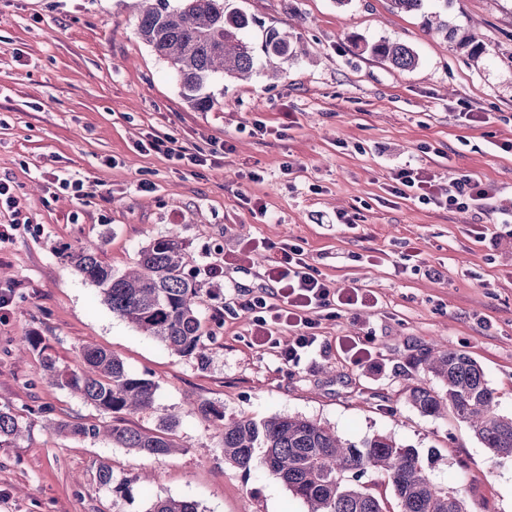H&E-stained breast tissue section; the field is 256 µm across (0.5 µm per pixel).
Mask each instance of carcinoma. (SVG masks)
<instances>
[{
    "label": "carcinoma",
    "instance_id": "cac0c4a2",
    "mask_svg": "<svg viewBox=\"0 0 512 512\" xmlns=\"http://www.w3.org/2000/svg\"><path fill=\"white\" fill-rule=\"evenodd\" d=\"M136 0L137 33L173 73L184 100L206 111L215 100L206 89L226 77L253 73L256 51L275 64L279 77L286 76L291 59L288 34L270 30L260 46L250 38L253 19L228 9L224 0ZM425 29L444 33L471 55L483 45L471 34L434 13L424 19ZM373 56L399 70L418 65L414 50L406 44L380 40L365 46ZM101 246L89 243L67 255L70 263L101 290L112 312L173 353L203 359L198 307L204 283L186 269L178 235L155 239L139 251L136 268L115 272L100 260ZM22 350L39 351L46 378L80 394L106 414L153 409L155 384L131 372L110 350L86 346L80 352L81 372L60 367L46 353L39 334L19 339ZM422 371L439 379L437 392L423 385L409 390L407 401L424 416L451 411L467 423L495 456H512V417L498 413L494 392L481 366L469 355L446 345L427 350L419 360ZM198 411L222 435L224 461L246 473L270 472L308 505V512H469L464 497L450 494L432 481L415 448L403 446L386 434H377L357 446L329 427L306 417L276 414L259 421L242 417L227 422L224 410L203 402ZM175 416L162 420L154 433L118 423L104 427L79 422H57L55 429L71 436L104 435L113 444L149 456H165L178 448L173 439ZM21 421L0 410V438L15 437ZM370 470L385 474L391 483L397 509H389L360 482ZM149 512H199L194 501L175 498L154 501Z\"/></svg>",
    "mask_w": 512,
    "mask_h": 512
}]
</instances>
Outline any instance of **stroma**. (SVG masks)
I'll use <instances>...</instances> for the list:
<instances>
[{
    "instance_id": "obj_1",
    "label": "stroma",
    "mask_w": 512,
    "mask_h": 512,
    "mask_svg": "<svg viewBox=\"0 0 512 512\" xmlns=\"http://www.w3.org/2000/svg\"><path fill=\"white\" fill-rule=\"evenodd\" d=\"M226 2L253 18V36L290 32L293 55L286 78L257 66L250 79L213 84L215 105L199 111L138 37L124 0H0V179L31 221L0 243V291L14 292L0 312V410L23 423L0 443V512H148L168 497L199 512H307L276 476L225 462L201 402L228 420L306 417L355 444L390 434L418 450L438 487L464 493L470 512H512V457L492 458L454 415L424 416L407 402L413 385L438 388L411 363L445 341L481 365L499 414L512 415V229L490 208L451 212L392 196L387 166L410 159L444 184L468 174L496 203L512 202V153L497 148L512 141V0H452L448 20L484 44L478 56L390 0ZM380 39L413 48L416 68L365 51ZM460 112L489 120L462 122ZM258 121L265 135L253 134ZM151 134L202 148L226 139L235 150L191 167L142 152ZM254 169L263 181L248 179ZM59 175L82 180L85 198L58 192ZM250 198L266 202L267 217L249 210ZM341 212L358 223H337ZM173 232L196 270L249 240L293 241L336 287L378 303L323 321L316 351L286 365L254 344L246 315H228L223 286L212 285L198 309L204 360L176 355L113 313L66 258L93 241L122 272ZM33 330L68 370L81 371L82 347L95 345L151 379L153 409L123 423L151 433L176 416L178 450L146 456L54 430L112 417L50 384L38 352H18ZM366 331L375 354L353 363L338 340Z\"/></svg>"
}]
</instances>
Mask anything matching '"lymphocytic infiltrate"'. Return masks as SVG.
Listing matches in <instances>:
<instances>
[{
	"mask_svg": "<svg viewBox=\"0 0 512 512\" xmlns=\"http://www.w3.org/2000/svg\"><path fill=\"white\" fill-rule=\"evenodd\" d=\"M143 149L198 167L211 165L233 151L225 140H212L210 149L205 151L172 136L149 137ZM389 191L418 204L456 211H482L493 196L490 185L467 174L451 179L447 193H440L434 177L408 161L393 168ZM258 248L273 254L264 272L268 286L258 293L237 298L235 306L237 311L247 314L259 345L278 349L276 337L280 330H293V344L287 349H278L284 363L298 362L317 348L318 329L330 312L359 310L375 303L373 296L363 289L334 288L316 266L306 261L303 248L296 243L264 241L245 246L249 252Z\"/></svg>",
	"mask_w": 512,
	"mask_h": 512,
	"instance_id": "lymphocytic-infiltrate-1",
	"label": "lymphocytic infiltrate"
}]
</instances>
